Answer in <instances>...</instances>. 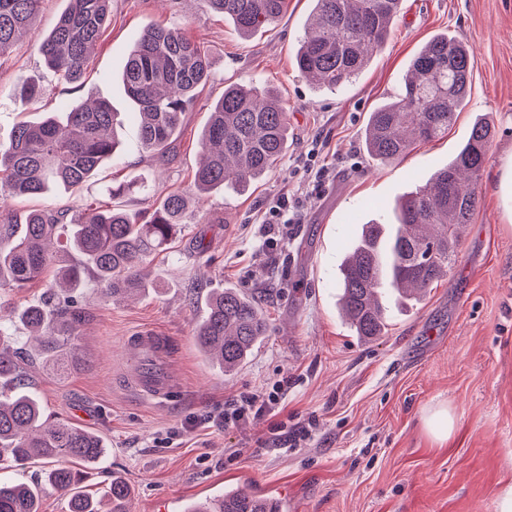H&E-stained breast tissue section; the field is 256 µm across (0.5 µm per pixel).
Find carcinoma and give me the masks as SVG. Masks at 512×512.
<instances>
[{
    "instance_id": "1",
    "label": "carcinoma",
    "mask_w": 512,
    "mask_h": 512,
    "mask_svg": "<svg viewBox=\"0 0 512 512\" xmlns=\"http://www.w3.org/2000/svg\"><path fill=\"white\" fill-rule=\"evenodd\" d=\"M42 0H0V57L10 53L33 25ZM313 22L298 46L295 65L311 84L334 89L357 77L374 50L390 37L400 0H313ZM231 18L249 37L277 21L288 0H204ZM111 0H70L38 51L44 64L68 84L82 77L90 47L107 27ZM469 47L446 34L432 37L414 56L400 93L370 112L365 149L382 164L404 157L410 147L448 133L470 90ZM211 78V63L200 43L176 26L147 25L128 50L121 81L138 109L142 149L163 159L171 150L183 113ZM42 87L24 81L19 101L42 99ZM288 112L267 86L233 84L209 105L199 138L200 162L194 185L201 193L232 187L242 192L275 166L288 146ZM116 113L106 101L80 103L41 122L15 127L0 146V290L29 288L56 268L44 298L15 310V319L39 341L36 355L60 374L79 362L76 336L85 308L58 290L80 287L92 273L114 296L137 294L146 286V265L187 223L186 197L168 192L132 213L115 204L85 199L76 213L32 210L19 217L6 201L39 196L63 187L75 190L105 163L118 158ZM491 130L476 123L448 166L399 200L395 222L365 224L339 269V307L356 336L372 340L387 325L385 301L418 300L448 277L456 260L459 230L470 223L476 180L487 160ZM80 260L71 262V255ZM256 301L232 288L210 291L206 314L195 326L197 346L224 373L242 366L266 336ZM23 358L0 345V461L46 464L38 483H0V512H40L43 494L65 496L68 512H129L128 483L112 479L106 503L84 495L83 469L106 455L96 433L45 417L36 392L21 390ZM211 512H261L256 495L226 488L208 499Z\"/></svg>"
}]
</instances>
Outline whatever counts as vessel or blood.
I'll use <instances>...</instances> for the list:
<instances>
[{
  "label": "vessel or blood",
  "mask_w": 512,
  "mask_h": 512,
  "mask_svg": "<svg viewBox=\"0 0 512 512\" xmlns=\"http://www.w3.org/2000/svg\"><path fill=\"white\" fill-rule=\"evenodd\" d=\"M124 343L147 359L145 367L129 378V387L145 399L169 401L181 385L173 366L169 337L144 328L125 337Z\"/></svg>",
  "instance_id": "obj_1"
}]
</instances>
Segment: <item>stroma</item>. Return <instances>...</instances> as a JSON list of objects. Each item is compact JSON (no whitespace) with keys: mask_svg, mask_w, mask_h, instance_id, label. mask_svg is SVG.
Listing matches in <instances>:
<instances>
[{"mask_svg":"<svg viewBox=\"0 0 512 512\" xmlns=\"http://www.w3.org/2000/svg\"><path fill=\"white\" fill-rule=\"evenodd\" d=\"M67 6L43 0L34 26L0 58V143L21 120L105 100L118 113L124 162L102 166L80 196L17 198L11 209H73L80 197L106 201L112 188L140 178L147 189L122 197L127 209L172 190L194 195L208 108L230 83L274 87L289 118L288 148L275 168L247 192H210L207 223L191 224L151 261V289L120 300L85 276L73 293L87 311L74 369L61 376L31 368L48 416L109 444L86 490L102 495L122 475L132 512H185L229 482L287 500L288 512H501L512 487V223L494 185L512 154V0H403L385 46L335 90L311 85L294 66L311 0H288L273 26L247 39L202 0H112V22L76 90L38 53ZM150 22L182 27L213 63L162 165L142 150L135 105L119 82L129 46ZM440 33L473 51L466 106L442 139L414 144L404 159L373 162L362 148L371 110L398 92L413 56ZM27 79L46 95L26 109L15 89ZM480 117L491 124V147L451 273L420 301L391 304L384 335L359 341L337 303L345 254L363 224L393 222L397 200L447 166ZM321 166L330 180L317 189L312 171ZM286 197L298 201L301 221L269 241V208ZM214 288L252 296L267 322L251 359L228 375L203 359L193 336L200 300ZM144 327L171 339L182 385L165 403L126 386L123 338ZM281 379L288 385L274 414L238 427L204 423L225 401L268 392ZM444 407L454 426L440 441L426 420ZM274 422L283 423L281 435L270 434ZM304 426L310 438L285 448V437Z\"/></svg>","mask_w":512,"mask_h":512,"instance_id":"35a3bbf8","label":"stroma"}]
</instances>
